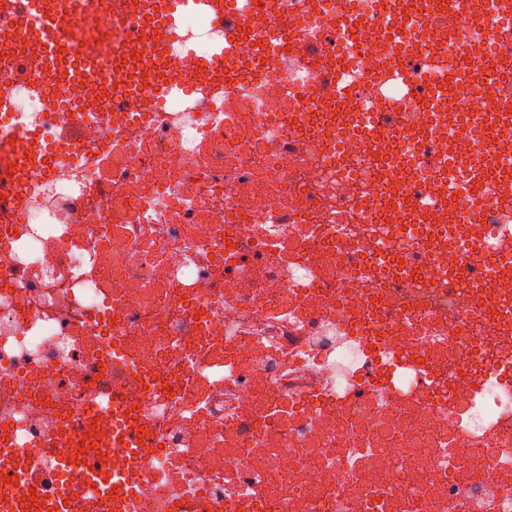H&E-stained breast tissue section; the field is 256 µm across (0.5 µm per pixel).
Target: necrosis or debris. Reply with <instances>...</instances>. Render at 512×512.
Segmentation results:
<instances>
[{"mask_svg":"<svg viewBox=\"0 0 512 512\" xmlns=\"http://www.w3.org/2000/svg\"><path fill=\"white\" fill-rule=\"evenodd\" d=\"M491 0H468L462 42L435 68L388 38L385 0H330L362 20L346 33L289 0L295 39L318 34L358 83L343 111L396 112L406 137L371 147L336 133L324 106L297 103L321 61L295 69L279 44L212 91L112 109L125 75L103 66L94 90L55 92L0 65V425L34 473L39 501L57 490L59 432L87 446L89 408L120 405L144 457L130 509L78 475L73 512H512V270L508 253L472 265L444 224H417L418 196L451 212L483 207L486 240H502L480 195L448 200L426 183L434 161L423 104L377 96L399 65L411 82L468 70L477 110L512 89V28L490 32ZM112 0L78 14L81 31L136 48ZM182 83L201 51L159 21ZM78 130L80 148L58 145ZM37 132L46 158L10 184L12 137ZM404 222L387 225L397 203Z\"/></svg>","mask_w":512,"mask_h":512,"instance_id":"1","label":"necrosis or debris"}]
</instances>
